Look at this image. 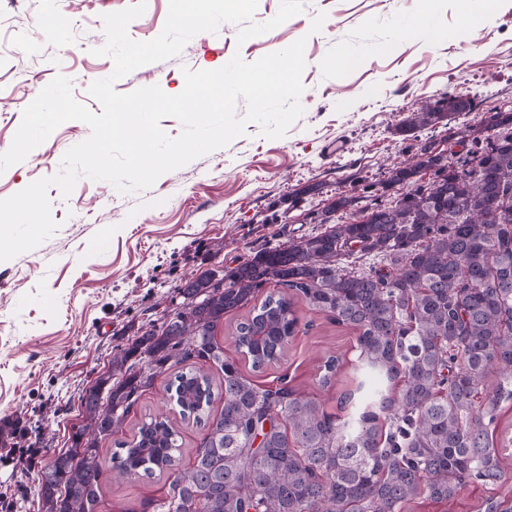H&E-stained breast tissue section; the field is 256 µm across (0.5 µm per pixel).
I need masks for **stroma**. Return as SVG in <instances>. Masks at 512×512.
Returning a JSON list of instances; mask_svg holds the SVG:
<instances>
[{
    "instance_id": "1",
    "label": "stroma",
    "mask_w": 512,
    "mask_h": 512,
    "mask_svg": "<svg viewBox=\"0 0 512 512\" xmlns=\"http://www.w3.org/2000/svg\"><path fill=\"white\" fill-rule=\"evenodd\" d=\"M134 0H0V154L6 152L23 110L59 74L75 97L99 111L88 86L111 74V58L93 56L105 42L103 15ZM470 9L477 27L464 25L455 0H432L420 25L417 0H308L281 26L238 42L239 27L193 37L174 58L142 66L115 84L128 93L159 85L182 90L184 70L228 62H253L306 38L300 102L303 115L285 137L269 139L259 125L224 148L160 176L147 189L123 193L107 181L80 179L70 196L50 188L59 230L35 249L0 262V512H38L35 475L66 447L80 423L78 395L106 372L114 347L146 318L173 312L180 279L233 265L266 246L310 233L311 215L330 196L349 190L348 178H381L407 156L400 124L425 102L447 94L472 99L474 109L419 132V141L450 138L465 153L458 132L493 110L512 112V0L483 13ZM326 13L320 33L310 31ZM361 58L340 69L338 52ZM88 126L67 121L21 163L0 174V199L56 174L66 151L86 139ZM344 142L346 150L330 154ZM317 183L322 192L296 197ZM300 325L284 359L259 372L234 345L240 313L225 316L216 339L226 359L252 372L259 384L288 378L300 392L335 406L360 376L351 356L354 333L299 306ZM343 356L336 385L321 391L318 368ZM165 381L144 392L115 437L102 442L103 457L130 437L132 426L167 404ZM155 476L123 483L104 480L100 512H134L141 500L160 496Z\"/></svg>"
}]
</instances>
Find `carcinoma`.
I'll use <instances>...</instances> for the list:
<instances>
[{
	"label": "carcinoma",
	"mask_w": 512,
	"mask_h": 512,
	"mask_svg": "<svg viewBox=\"0 0 512 512\" xmlns=\"http://www.w3.org/2000/svg\"><path fill=\"white\" fill-rule=\"evenodd\" d=\"M457 99L422 104L400 132L451 120ZM488 129V141L480 127L463 131V156L422 144L362 193H337L313 213L322 231L224 268V288L211 270L177 286L204 303L173 329L141 324L112 356V410L81 391L80 407L100 410L101 422L88 456L68 448L38 471L41 512H98L99 443L174 367L166 390L202 437L186 464L167 418L118 442L115 481L165 476L141 512H408L421 500L451 505L471 485L487 492L477 512H512V113H493ZM272 282L282 290L254 304ZM299 302L356 332L355 362L369 378L359 404L349 391L331 411L224 359L214 331L248 306L237 349L254 370L279 362ZM342 362L326 358L319 388L333 387Z\"/></svg>",
	"instance_id": "1"
}]
</instances>
